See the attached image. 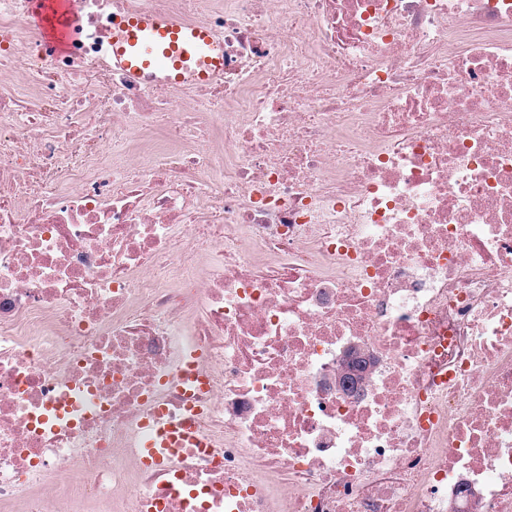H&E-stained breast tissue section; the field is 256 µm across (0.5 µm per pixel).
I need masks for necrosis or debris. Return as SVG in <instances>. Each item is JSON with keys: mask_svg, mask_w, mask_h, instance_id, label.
<instances>
[{"mask_svg": "<svg viewBox=\"0 0 512 512\" xmlns=\"http://www.w3.org/2000/svg\"><path fill=\"white\" fill-rule=\"evenodd\" d=\"M77 6L0 0V512H512V0ZM141 11L223 77L132 86ZM24 14L41 35L43 53L53 58L69 53L75 46L78 16L73 0H22ZM112 66L144 88L205 84L224 74V43L206 24L126 14L112 19ZM158 442L162 448L204 447V442L196 435L189 419L183 420L180 423L168 421L155 435L150 434L146 436L140 448L144 459H154L158 455L156 450Z\"/></svg>", "mask_w": 512, "mask_h": 512, "instance_id": "obj_1", "label": "necrosis or debris"}]
</instances>
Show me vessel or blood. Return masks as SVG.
<instances>
[{
	"mask_svg": "<svg viewBox=\"0 0 512 512\" xmlns=\"http://www.w3.org/2000/svg\"><path fill=\"white\" fill-rule=\"evenodd\" d=\"M24 14L41 35L43 53L53 58L75 46L78 16L73 0H22ZM112 66L145 88L197 85L224 73V43L208 25L188 23L154 12H137L112 20ZM203 442L190 421L166 423L146 436L140 451L156 457L158 447L199 448Z\"/></svg>",
	"mask_w": 512,
	"mask_h": 512,
	"instance_id": "obj_1",
	"label": "vessel or blood"
}]
</instances>
